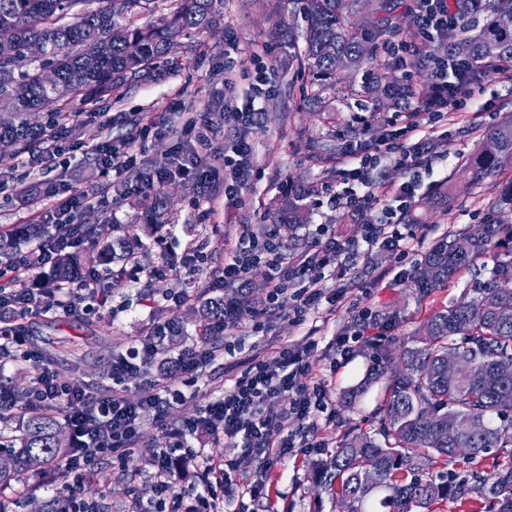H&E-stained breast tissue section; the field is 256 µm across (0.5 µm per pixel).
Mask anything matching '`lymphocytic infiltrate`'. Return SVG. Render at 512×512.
<instances>
[{
  "label": "lymphocytic infiltrate",
  "instance_id": "obj_1",
  "mask_svg": "<svg viewBox=\"0 0 512 512\" xmlns=\"http://www.w3.org/2000/svg\"><path fill=\"white\" fill-rule=\"evenodd\" d=\"M418 29L424 38L457 26L449 0H415ZM469 65L437 57L432 64L435 95L444 105H454L461 90V81ZM431 142L426 138L405 140L401 144L387 141L377 143L370 153L355 156V168L350 177L364 193L356 188H345L336 197L337 203L357 211L366 204L380 205V216L367 225L363 237L366 245L379 238H387L398 255L408 254L416 237L412 226L402 223V205L413 197V186H406L398 204L383 202L380 195L368 188V174L382 163H399L410 170L421 167L430 152ZM79 236L58 231H43L29 252L14 255L9 263L11 287L0 290V363L16 357L29 358L20 320L28 315L45 314L54 309L70 310L78 291H85L98 306H105L112 291L100 287L95 274L84 275L80 284L59 280L44 281L40 271L52 265L60 250L80 246ZM347 244L330 241L327 245L301 256L279 251L274 242L258 243L247 234H240L236 246L224 263L222 281L236 284L242 281L249 263L264 259L271 269L269 298L276 301L284 297L293 300L292 310L297 320H304L311 310L317 309L322 298L318 279L312 278V269H325L335 265L342 254L348 253ZM171 325L156 327L152 339L112 360V388L97 395L87 391L81 383L59 385L53 374L41 371L28 394L29 410L56 408L64 414L73 433V453L58 464L63 477L73 484L99 479L94 465L112 458L127 462L138 451V433L146 416L163 419L170 407L182 401L184 393L179 383L168 379H151L146 383L138 402H129L123 395L121 383L136 367V359L148 358L156 338L171 332ZM319 343L309 339L304 346L285 345L270 357L254 362L238 376L224 394L207 398L201 407L199 419L184 422L172 428L170 435L177 442L194 436L200 425H207L212 434L224 438L229 444H242L260 458L278 460L287 448L293 447L297 435L309 434L318 413L326 411L332 401L326 382L310 388L302 387L299 376L316 374L319 367ZM294 393L288 407L271 411L270 405L285 393ZM147 466L162 494L158 501H136L133 512H219L212 493L214 485L223 483L228 470L234 466L233 457L206 462L197 475L200 491L192 504L177 499L173 490L174 477L179 470L177 457L171 448H154L147 454Z\"/></svg>",
  "mask_w": 512,
  "mask_h": 512
}]
</instances>
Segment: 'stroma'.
Here are the masks:
<instances>
[{"mask_svg":"<svg viewBox=\"0 0 512 512\" xmlns=\"http://www.w3.org/2000/svg\"><path fill=\"white\" fill-rule=\"evenodd\" d=\"M292 0H224V20L212 33L184 38L171 62L161 67L154 78L129 85L120 95L106 96L87 104L98 113L97 121L87 123L74 118V130L61 136L59 144L70 173L46 172L41 152L0 156V176L11 179L0 187V226L27 223L31 207L20 204L11 183L25 180L57 185V198L85 194L88 203L73 211L69 219L76 224H93L98 217H108L114 227L113 240L137 239L139 269L125 266L116 257L109 267L99 268V279H107L110 270L125 269V284L114 291L110 307L93 306L91 299H75V311L49 312L22 321L27 346L35 358L51 354L57 380L63 384L79 381L92 391L104 394L112 382V359L140 345L156 325L176 321L181 328L180 343L192 346L201 340L204 329L198 310L207 298L224 296L219 280L224 259L234 247L241 228H248L257 241H265L275 226L266 215L274 208L289 181L317 183L322 190L311 208L309 223L300 225L292 246L295 251L309 250L327 238L360 242L367 222L376 220V211L364 210L353 218L348 209L331 204L334 193L350 184L352 164L346 154H338L332 169L314 165L307 152L312 139H331L344 125L356 129L355 144L370 148L388 138L391 128L383 118L372 117L354 107H341L342 121L325 124L312 112L298 108L291 98L292 83L298 70L289 64L288 52L269 37L277 23L293 21ZM233 68L236 81L224 84L225 68ZM265 68L268 82L256 86L257 68ZM478 93L460 96L454 112H440L431 121H421L419 130L439 147L426 169L412 175L408 169L393 164L383 167V183L390 195H398L411 177H418L417 199H424L442 185L463 158L477 146L485 128L512 115V88L497 74H479L475 78ZM264 94L258 120L243 125L229 119V112L242 106L250 96ZM209 122L212 147L209 163L216 170L215 180L206 194H198L191 181L181 176L169 177L160 185L169 198L173 220L157 226L143 220L147 185L156 170L172 166L178 144L188 143L184 133L188 118ZM248 141L253 149L250 167L238 197L224 195V158L231 155L238 139ZM108 143L117 154L134 153L138 165L129 172L105 174L90 145ZM512 182V164L503 166L479 187H470L457 195L447 211L430 213L425 223L417 225V238L404 261H397L390 248L377 244L361 249L355 268L337 265L313 270L325 297L319 310L296 323L289 300L267 315L251 311L226 324L222 335L211 342L221 350L217 361L207 366L197 382L184 390L183 400L170 408L165 420L146 417L140 429L141 452L166 446L168 426L199 418L204 398L220 394L246 370L255 357H269L285 344H300L314 337L321 345L320 369L332 384L334 396L355 386L367 370L374 367L373 345L399 351L403 342L424 319L455 302L471 280L462 272L427 294H418L408 286L406 270L412 269L422 255L449 231H471L499 216L496 204L502 187ZM167 238L170 270L162 277H152L150 270L159 259L156 238ZM198 245L202 257L195 271L183 265L187 247ZM210 282L202 290V282ZM185 292L187 301L173 306L166 297ZM370 310L374 324L370 329L372 344L362 345L347 361H338L329 350L332 336L356 330L360 313ZM263 322V335H250L256 322ZM381 385H374L356 404L347 409L336 406L334 413L321 417L318 436L325 448H292L280 460L266 465L248 449L230 448L224 440L202 432L192 444L195 459L189 460L182 477L174 481V490L184 498L195 493L194 472L201 461L221 459L234 453L236 472L217 487L223 512H336L337 506L328 489L314 486L309 463L334 448L340 435L349 428L377 429V407ZM110 475L108 484L93 480L78 487L80 497L98 502L102 512H129L135 498H150L154 483L148 471H135L133 464L116 460L102 461ZM45 469L22 472L19 484L32 486L29 494H0V506L6 512H58L57 492L40 489ZM257 485L261 493L251 496L248 485Z\"/></svg>","mask_w":512,"mask_h":512,"instance_id":"35a3bbf8","label":"stroma"}]
</instances>
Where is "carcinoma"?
<instances>
[{
    "label": "carcinoma",
    "instance_id": "obj_1",
    "mask_svg": "<svg viewBox=\"0 0 512 512\" xmlns=\"http://www.w3.org/2000/svg\"><path fill=\"white\" fill-rule=\"evenodd\" d=\"M157 0H0V140L12 142L14 154L31 152L48 128L64 129L81 106L119 93L147 80L170 62L182 38L201 35L224 19V0H170L166 12L150 24L137 18L156 8ZM462 26L443 39V49L466 57L478 72H500L512 60V0H453ZM393 0H307L302 32L281 25L279 41L288 57L307 73L295 99L326 122L338 111L330 97L349 100L360 110L407 112L429 105L431 84H415L396 75L397 62L379 48L400 31ZM43 46L39 57L30 44ZM97 64L89 69L88 56ZM48 68L57 71L56 85L43 82ZM364 71L357 85L353 74ZM341 145H308L309 157L325 163ZM512 161V120L484 131L478 149L464 158L447 183L417 208L403 215L420 224L438 207L448 208L457 182L478 185ZM314 186L292 183L277 203L275 223L291 232L310 221L307 199ZM169 202L160 191L147 204V223H168ZM72 234L94 235L103 245L96 254L68 252L60 256L57 276L68 280L94 264L113 259L112 242L99 228L65 224ZM495 256L489 276L475 274L453 305L425 319L401 351L403 370L386 377L380 404V428L371 434L349 431L325 459L310 463L313 483L332 491L347 512H439L452 501L481 502V512H512V461L493 462L484 475L473 468L464 476L448 471L456 448H468L467 460L478 464L495 448L512 447V290L497 288L512 280V224H486L481 234L452 232L425 253L411 273L416 290L427 293L463 270L475 268L484 255ZM250 289L213 298L201 316L229 323L253 308ZM473 364L469 375L448 380V358ZM383 378L371 371L342 397L355 407L372 384ZM461 424L459 435L443 433L448 416ZM19 449L0 453V491L34 463L63 459L67 453L57 414L32 411L18 436Z\"/></svg>",
    "mask_w": 512,
    "mask_h": 512
}]
</instances>
